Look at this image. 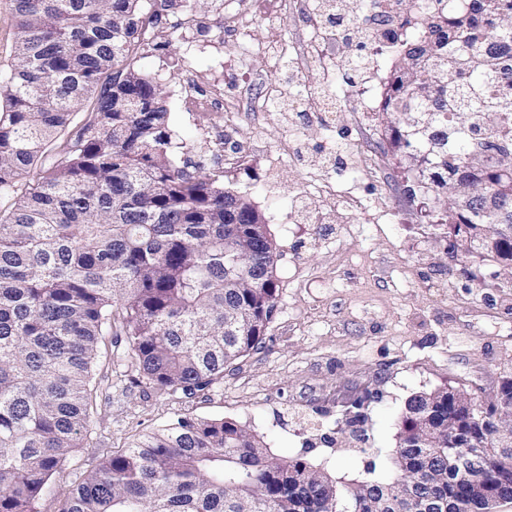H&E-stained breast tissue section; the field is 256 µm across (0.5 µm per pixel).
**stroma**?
<instances>
[{
  "label": "stroma",
  "instance_id": "35a3bbf8",
  "mask_svg": "<svg viewBox=\"0 0 512 512\" xmlns=\"http://www.w3.org/2000/svg\"><path fill=\"white\" fill-rule=\"evenodd\" d=\"M240 2L160 6L139 64L167 96L176 162L209 159L205 132L239 115L235 139L255 155L225 168L224 185L248 194L276 248L279 297L265 343L209 391L169 396L141 376L125 337L105 336L93 367V424L38 512H62L87 470L181 417L235 420L274 454L337 478H359L371 464L388 479L411 397L455 388L480 403L512 373V270L488 258L450 262L411 175L373 162L387 141L363 110L382 99L387 56H373V79L351 87L344 63L362 51L360 30L313 58L304 52L308 20L287 5L268 25L265 0L245 13L243 35L228 31L186 54L190 23L220 25ZM276 49L296 63L280 80ZM221 70L223 110L183 111L186 83ZM317 95L336 101L320 119L306 106Z\"/></svg>",
  "mask_w": 512,
  "mask_h": 512
}]
</instances>
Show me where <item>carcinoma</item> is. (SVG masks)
Listing matches in <instances>:
<instances>
[{"instance_id":"1","label":"carcinoma","mask_w":512,"mask_h":512,"mask_svg":"<svg viewBox=\"0 0 512 512\" xmlns=\"http://www.w3.org/2000/svg\"><path fill=\"white\" fill-rule=\"evenodd\" d=\"M396 18L380 113L391 156L448 207V257L512 222V0H413ZM0 76V512H37L93 423V364L119 332L160 394L208 391L264 344L278 298L263 214L189 171L162 88L137 62L156 11L144 0H13ZM33 174L31 183L22 179ZM483 191L485 207L453 200ZM444 388L411 398L390 480L334 478L267 450L224 418L155 428L90 470L63 512H479L473 483L512 480L490 448L512 376L481 404ZM464 450L482 466L461 473ZM16 19L10 8V0H0V74L9 70L13 59L17 35Z\"/></svg>"}]
</instances>
